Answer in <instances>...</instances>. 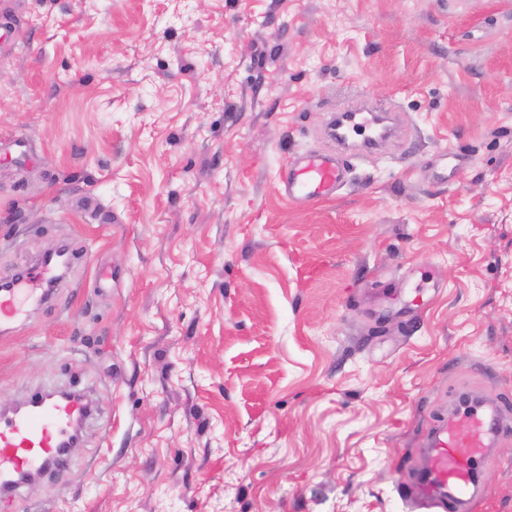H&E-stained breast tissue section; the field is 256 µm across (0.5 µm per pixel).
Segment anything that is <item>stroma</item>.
Here are the masks:
<instances>
[{"mask_svg": "<svg viewBox=\"0 0 512 512\" xmlns=\"http://www.w3.org/2000/svg\"><path fill=\"white\" fill-rule=\"evenodd\" d=\"M359 100L399 137L289 204ZM62 244L0 400L96 412L7 512H411L460 394L512 402V0H0V278ZM480 474L512 512V436ZM333 151L309 150L292 155L279 178V192L290 203L309 204L330 198L343 188L352 158Z\"/></svg>", "mask_w": 512, "mask_h": 512, "instance_id": "stroma-1", "label": "stroma"}]
</instances>
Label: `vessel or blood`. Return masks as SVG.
Listing matches in <instances>:
<instances>
[{"mask_svg":"<svg viewBox=\"0 0 512 512\" xmlns=\"http://www.w3.org/2000/svg\"><path fill=\"white\" fill-rule=\"evenodd\" d=\"M385 115L354 105L338 112L329 125L334 140L360 139L361 147H379L392 133ZM350 158L333 151L309 150L292 155L279 178V191L290 203L326 199L346 184ZM18 288L0 290V321L15 320L21 307ZM88 399L79 394L57 396L46 391L31 396L21 408L0 414V501H10L27 479L46 468L65 472L62 449L90 418ZM512 433V420L497 407H471L448 424L438 426L421 449L417 481L403 494L413 512H471L479 493L474 481L480 462L490 460V448Z\"/></svg>","mask_w":512,"mask_h":512,"instance_id":"obj_1","label":"vessel or blood"}]
</instances>
